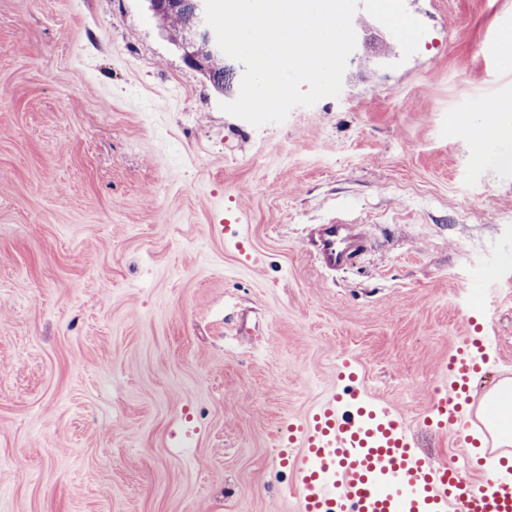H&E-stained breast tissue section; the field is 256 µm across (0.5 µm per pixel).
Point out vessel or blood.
I'll return each mask as SVG.
<instances>
[{
	"label": "vessel or blood",
	"instance_id": "obj_1",
	"mask_svg": "<svg viewBox=\"0 0 512 512\" xmlns=\"http://www.w3.org/2000/svg\"><path fill=\"white\" fill-rule=\"evenodd\" d=\"M314 245L330 269L349 265L361 247L340 223L320 225ZM485 361L482 343L465 336L448 358V388L435 396L430 423L453 446L482 445L486 459L499 463L503 451L492 438L474 439L476 425L492 419L473 391ZM339 377L347 382L343 392L287 427L282 462L295 477L298 512H512V466L471 480L456 458L423 453L402 417L367 398L363 377L349 369Z\"/></svg>",
	"mask_w": 512,
	"mask_h": 512
}]
</instances>
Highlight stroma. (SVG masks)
<instances>
[{
    "instance_id": "35a3bbf8",
    "label": "stroma",
    "mask_w": 512,
    "mask_h": 512,
    "mask_svg": "<svg viewBox=\"0 0 512 512\" xmlns=\"http://www.w3.org/2000/svg\"><path fill=\"white\" fill-rule=\"evenodd\" d=\"M403 58L254 127L145 0H0V512H294L280 433L342 356L426 454L442 366L512 380V0H405ZM506 106L482 154L477 101ZM368 238L325 268L331 220Z\"/></svg>"
}]
</instances>
